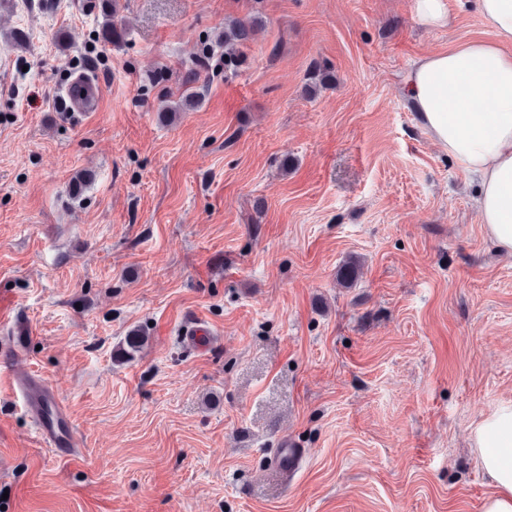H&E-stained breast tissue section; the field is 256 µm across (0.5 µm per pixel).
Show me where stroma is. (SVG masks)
Wrapping results in <instances>:
<instances>
[{"label":"stroma","mask_w":512,"mask_h":512,"mask_svg":"<svg viewBox=\"0 0 512 512\" xmlns=\"http://www.w3.org/2000/svg\"><path fill=\"white\" fill-rule=\"evenodd\" d=\"M115 4L110 47L90 0H0V289L34 330L0 373L53 387L83 443L42 446L0 384V512H481L470 430L512 401V255L406 94L420 59L490 39L477 11ZM245 18L238 67L196 68ZM316 63L335 81L310 95ZM82 72L100 104L74 120L57 100ZM285 440L306 451L288 481ZM103 2H107L105 4V8L102 13V23H101V39L106 45H116L123 41L124 39V27L121 22H119L115 16L109 12L108 0H102ZM413 13L426 26H446L450 21L447 0H413Z\"/></svg>","instance_id":"obj_1"}]
</instances>
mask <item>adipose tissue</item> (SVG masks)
<instances>
[{
	"label": "adipose tissue",
	"mask_w": 512,
	"mask_h": 512,
	"mask_svg": "<svg viewBox=\"0 0 512 512\" xmlns=\"http://www.w3.org/2000/svg\"><path fill=\"white\" fill-rule=\"evenodd\" d=\"M492 37L426 57L407 93L430 137L478 184L475 206L487 237L512 255V0H474ZM490 492L482 512H512V401L471 430Z\"/></svg>",
	"instance_id": "ef3b65f1"
}]
</instances>
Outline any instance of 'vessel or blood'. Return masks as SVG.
Wrapping results in <instances>:
<instances>
[{
    "mask_svg": "<svg viewBox=\"0 0 512 512\" xmlns=\"http://www.w3.org/2000/svg\"><path fill=\"white\" fill-rule=\"evenodd\" d=\"M100 88L88 76H79L68 82L61 94V102L69 112H94L99 107ZM14 294L0 290V326L11 329L12 339L6 344L7 353L20 357L26 343L33 334L32 327L19 319L15 310ZM23 405L30 414L40 441L62 457L73 456L80 446V436L66 406L55 390L35 379L23 377L15 385ZM303 449L280 448L275 467L282 476H291L297 469Z\"/></svg>",
    "mask_w": 512,
    "mask_h": 512,
    "instance_id": "b4317fda",
    "label": "vessel or blood"
}]
</instances>
